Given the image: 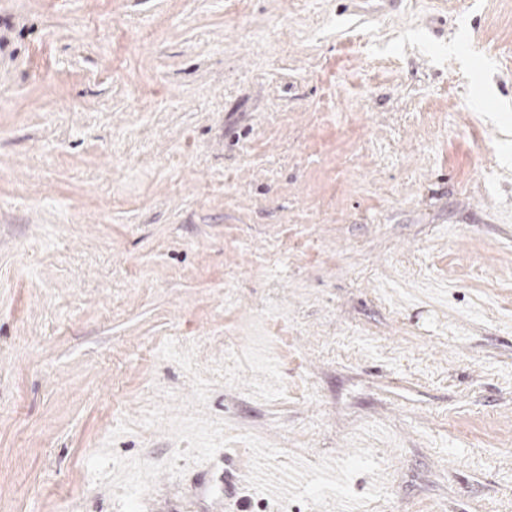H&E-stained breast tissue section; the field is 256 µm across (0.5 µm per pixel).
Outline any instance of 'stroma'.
I'll list each match as a JSON object with an SVG mask.
<instances>
[{
	"instance_id": "obj_1",
	"label": "stroma",
	"mask_w": 512,
	"mask_h": 512,
	"mask_svg": "<svg viewBox=\"0 0 512 512\" xmlns=\"http://www.w3.org/2000/svg\"><path fill=\"white\" fill-rule=\"evenodd\" d=\"M169 339L224 454L381 424L359 512H512V0H0V512L187 449Z\"/></svg>"
}]
</instances>
